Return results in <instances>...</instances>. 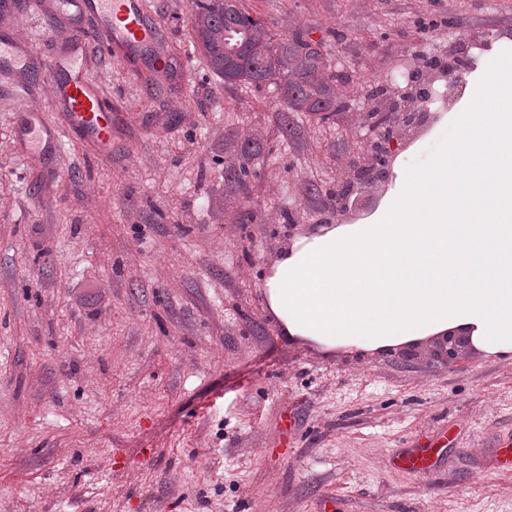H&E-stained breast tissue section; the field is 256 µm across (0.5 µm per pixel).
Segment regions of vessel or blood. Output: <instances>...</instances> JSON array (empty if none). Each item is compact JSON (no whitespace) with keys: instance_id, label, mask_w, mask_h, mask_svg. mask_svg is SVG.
Wrapping results in <instances>:
<instances>
[{"instance_id":"b4317fda","label":"vessel or blood","mask_w":512,"mask_h":512,"mask_svg":"<svg viewBox=\"0 0 512 512\" xmlns=\"http://www.w3.org/2000/svg\"><path fill=\"white\" fill-rule=\"evenodd\" d=\"M51 12L77 30L70 39L57 43L45 64L44 76L54 85L57 109L52 113L31 111L25 104L24 89H16V139L38 156L60 150L65 131L92 144L96 152L111 150L112 101L87 70L89 43L80 27L87 21L93 23L97 44L104 52L118 45L125 49L128 60L146 58L155 69H168L169 60L157 50V30L147 18L145 0H53ZM26 65L27 56L14 38L0 32V66L21 70Z\"/></svg>"}]
</instances>
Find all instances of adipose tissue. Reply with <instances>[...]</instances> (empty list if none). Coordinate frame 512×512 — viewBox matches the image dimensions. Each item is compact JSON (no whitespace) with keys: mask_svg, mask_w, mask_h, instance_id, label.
Segmentation results:
<instances>
[{"mask_svg":"<svg viewBox=\"0 0 512 512\" xmlns=\"http://www.w3.org/2000/svg\"><path fill=\"white\" fill-rule=\"evenodd\" d=\"M261 288L289 339L329 350L455 330L512 353V57L482 59L461 107L396 157L372 214L287 239Z\"/></svg>","mask_w":512,"mask_h":512,"instance_id":"adipose-tissue-1","label":"adipose tissue"}]
</instances>
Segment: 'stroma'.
<instances>
[{"label":"stroma","instance_id":"stroma-1","mask_svg":"<svg viewBox=\"0 0 512 512\" xmlns=\"http://www.w3.org/2000/svg\"><path fill=\"white\" fill-rule=\"evenodd\" d=\"M239 2L303 31L350 109L286 115L273 87L225 85L190 0H146L172 76L92 50L111 154L68 138L28 158L0 94V512H512V354L326 350L284 336L260 288L289 221L335 223L348 182L349 222L383 198L353 175L371 86L436 46L512 42V0ZM1 27L31 54L30 106L55 110L41 62L69 29L35 0ZM440 430L430 475L396 465Z\"/></svg>","mask_w":512,"mask_h":512}]
</instances>
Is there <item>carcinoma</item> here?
<instances>
[{
	"label": "carcinoma",
	"mask_w": 512,
	"mask_h": 512,
	"mask_svg": "<svg viewBox=\"0 0 512 512\" xmlns=\"http://www.w3.org/2000/svg\"><path fill=\"white\" fill-rule=\"evenodd\" d=\"M190 23L210 69L227 86L272 85L285 112L323 117L346 109L336 77L300 34L278 37L246 14L238 0H192Z\"/></svg>",
	"instance_id": "carcinoma-1"
}]
</instances>
